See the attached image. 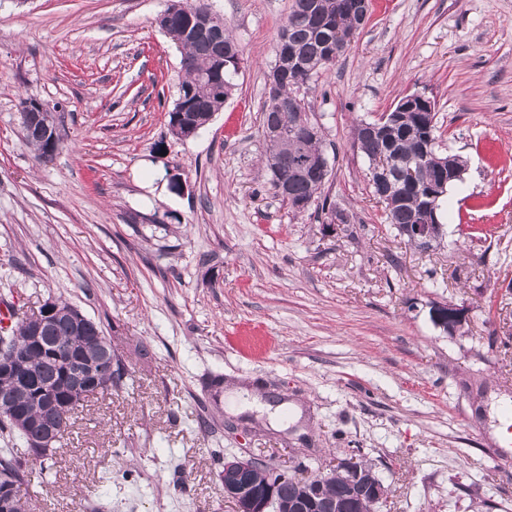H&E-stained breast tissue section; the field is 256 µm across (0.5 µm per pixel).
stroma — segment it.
Instances as JSON below:
<instances>
[{
	"instance_id": "35a3bbf8",
	"label": "stroma",
	"mask_w": 512,
	"mask_h": 512,
	"mask_svg": "<svg viewBox=\"0 0 512 512\" xmlns=\"http://www.w3.org/2000/svg\"><path fill=\"white\" fill-rule=\"evenodd\" d=\"M292 2L211 0L237 88L180 141V53L153 23L168 0H0V302L76 306L124 373L78 408L32 512H234L222 458L312 479L353 452L388 488L377 512H512V0H371L308 92L345 224L293 215L265 175ZM413 93L467 163L428 251L384 224L355 135ZM22 97L60 107L49 159ZM436 302L464 309L455 334Z\"/></svg>"
}]
</instances>
